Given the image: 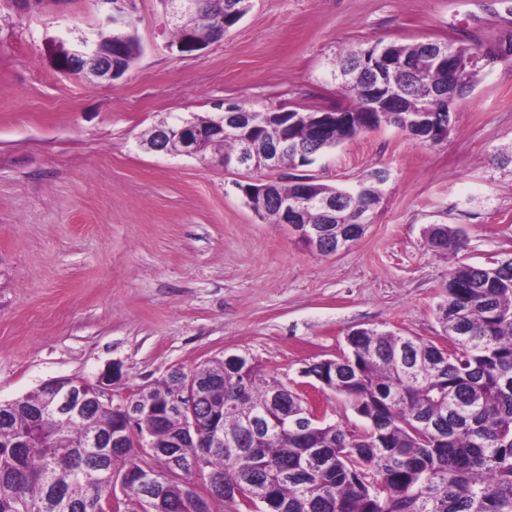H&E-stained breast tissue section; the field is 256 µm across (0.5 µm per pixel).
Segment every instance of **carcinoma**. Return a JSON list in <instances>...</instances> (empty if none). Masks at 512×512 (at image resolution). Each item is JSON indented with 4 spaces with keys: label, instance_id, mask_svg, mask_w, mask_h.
<instances>
[{
    "label": "carcinoma",
    "instance_id": "obj_1",
    "mask_svg": "<svg viewBox=\"0 0 512 512\" xmlns=\"http://www.w3.org/2000/svg\"><path fill=\"white\" fill-rule=\"evenodd\" d=\"M233 2L236 16L249 0H201L193 22L213 26ZM128 70L136 60L137 37L125 31ZM463 59L492 65L512 63L498 44L465 45L444 41ZM364 49L346 50L339 72L354 104L340 113L336 132L316 138L310 119L317 112L291 111L288 119L276 111L250 112L239 128L224 127V141L234 156H244L249 168H269L266 156L251 150L252 142L283 143L279 166L296 169L313 163V156L386 123L415 135L413 121L422 109L435 106L434 94L448 91V72L427 66L387 75L401 89L395 111L375 123L368 121L364 89L369 76L358 60ZM293 183L265 182L268 194L250 201L253 208L279 221L274 200L293 196ZM384 170H373L360 181L363 203H379ZM301 207L306 223L326 222L320 202L340 201L346 191L313 181ZM348 203L336 212V234L358 238L363 225ZM439 250L463 243L459 230L436 224L428 230ZM435 315L445 348L417 336L361 328L347 335L349 353L336 364L312 371L326 377L333 390L346 397L366 421L353 433L338 422L312 423L306 401L282 390L283 384L246 359L242 364L215 358L183 376H207L219 382L209 405L198 411L197 437L176 448L181 434L179 414L155 421L165 411L171 381L163 379L133 394L144 413L139 428L147 431L156 450L145 457L133 441L124 448L98 447L93 438H108L116 425L104 407L68 420L42 408L37 391L0 402V512H96L119 476L127 470L149 469L164 494L146 512H213V502L229 500L253 512L251 496L261 481L272 512H512V256L490 266L461 263L449 274ZM224 420V437L234 442L205 457L200 479L173 472L171 456L198 455L196 439L211 437L214 421ZM24 439L27 447L14 443Z\"/></svg>",
    "mask_w": 512,
    "mask_h": 512
}]
</instances>
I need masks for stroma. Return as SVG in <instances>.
<instances>
[{"instance_id":"stroma-1","label":"stroma","mask_w":512,"mask_h":512,"mask_svg":"<svg viewBox=\"0 0 512 512\" xmlns=\"http://www.w3.org/2000/svg\"><path fill=\"white\" fill-rule=\"evenodd\" d=\"M96 0H0V400L46 380H96L119 397L228 354L296 392L302 371L348 354L358 328L436 340L449 271L512 255V64L486 67L455 102L446 139L422 143L381 125L318 154L305 174L356 188L388 178L351 247L310 252L240 190L252 172L158 154L160 121L250 111L326 112L351 100L334 80L351 47L512 33V0H250L222 39L178 52L161 0L127 21L141 53L99 86L60 71L68 26L96 30ZM434 224L465 245L439 252Z\"/></svg>"}]
</instances>
